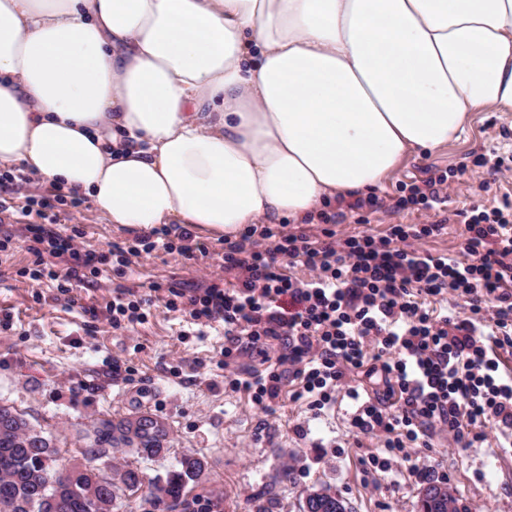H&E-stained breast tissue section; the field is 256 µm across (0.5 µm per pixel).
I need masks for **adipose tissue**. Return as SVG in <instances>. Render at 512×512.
Here are the masks:
<instances>
[{
	"mask_svg": "<svg viewBox=\"0 0 512 512\" xmlns=\"http://www.w3.org/2000/svg\"><path fill=\"white\" fill-rule=\"evenodd\" d=\"M512 112V0H0V168L233 238Z\"/></svg>",
	"mask_w": 512,
	"mask_h": 512,
	"instance_id": "ef3b65f1",
	"label": "adipose tissue"
}]
</instances>
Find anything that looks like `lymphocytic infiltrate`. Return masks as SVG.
<instances>
[{
    "mask_svg": "<svg viewBox=\"0 0 512 512\" xmlns=\"http://www.w3.org/2000/svg\"><path fill=\"white\" fill-rule=\"evenodd\" d=\"M447 189V172H432L396 207L436 209ZM66 203L76 209L82 200L59 186L34 213L0 198V214L26 227L36 257L30 279L55 281L59 294L93 287L110 255L124 267L144 252L190 258L207 251L186 225L142 232L107 255L86 250L55 229L56 209ZM378 207L368 197L344 211H323L318 234L249 225L240 240L224 243L231 287L154 285L144 293L118 287L109 324L125 330L143 322L158 299L194 324L223 323L218 366L225 384L265 410L286 386L292 400L317 410L350 400L355 433L379 442L369 459L379 469L409 460L433 431L461 447L489 425L511 449L512 377L500 373L493 352L512 350V212L462 211L457 256L422 249V240L442 230L439 221L395 224L382 236L337 232L347 212ZM451 296L463 301L462 310L444 308ZM248 352L273 362L254 373L228 372L230 359Z\"/></svg>",
    "mask_w": 512,
    "mask_h": 512,
    "instance_id": "f902f5d3",
    "label": "lymphocytic infiltrate"
}]
</instances>
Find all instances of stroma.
Wrapping results in <instances>:
<instances>
[{
	"label": "stroma",
	"mask_w": 512,
	"mask_h": 512,
	"mask_svg": "<svg viewBox=\"0 0 512 512\" xmlns=\"http://www.w3.org/2000/svg\"><path fill=\"white\" fill-rule=\"evenodd\" d=\"M483 159L512 160L511 113H473L459 139L405 156L373 191L382 208L349 215L340 232L381 236L394 224L424 223V214L393 204L429 168L452 173L444 215L473 205L512 206V170L490 175L479 165ZM12 230L13 243L0 251V405L54 435L57 468L78 460L82 432L93 419L148 410L170 428L169 457L139 462L115 451L112 467L135 461L147 477L162 478L182 455L205 458L208 477L190 492L220 501L228 512H302L306 492L320 487L336 490L351 512H418L423 487L439 481L455 490L459 512H512V452L497 448L493 431L467 448L449 447L446 437L433 434L430 447L416 449L411 461L395 460L380 471L367 462L375 440L353 433L349 401L320 412L283 393L265 412L246 392L225 387L216 367L224 346L220 325H195L159 300L146 322L112 330L113 289L195 287L201 268L219 271L223 240L199 234L209 254L191 260L141 254L122 276L104 265L95 288L69 299L55 283L29 279L34 257L24 227ZM60 230L99 252L135 236L87 203Z\"/></svg>",
	"instance_id": "obj_1"
}]
</instances>
